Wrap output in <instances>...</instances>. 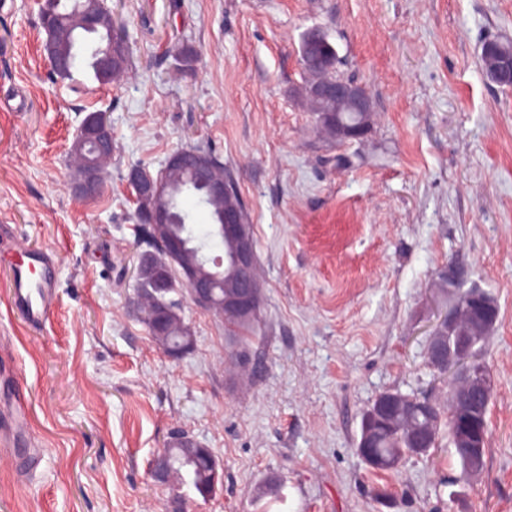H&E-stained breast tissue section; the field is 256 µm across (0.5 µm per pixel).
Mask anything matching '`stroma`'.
Instances as JSON below:
<instances>
[{
    "label": "stroma",
    "instance_id": "1",
    "mask_svg": "<svg viewBox=\"0 0 512 512\" xmlns=\"http://www.w3.org/2000/svg\"><path fill=\"white\" fill-rule=\"evenodd\" d=\"M131 46L126 75L55 77L38 0L0 10V225L53 251L39 330L8 304L0 256V372L28 399L42 458L20 480L0 454V512H512V88L485 75V42L512 41V0H107ZM328 32L341 76L369 92L364 137H326L298 95L299 48ZM197 52L179 67L180 46ZM108 112L104 189L72 191L71 145ZM199 147L231 171L263 283L262 365L239 380L223 322L184 299L194 347L178 359L132 315L136 204L126 175ZM455 262L497 303L480 354L494 377L487 465L472 484L448 443L377 472L357 453L386 390L447 404L427 365ZM211 448L223 486L202 500L154 482L172 432ZM281 500L266 496L268 482ZM385 491L377 501L376 491Z\"/></svg>",
    "mask_w": 512,
    "mask_h": 512
}]
</instances>
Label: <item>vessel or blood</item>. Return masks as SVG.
Here are the masks:
<instances>
[{
    "label": "vessel or blood",
    "instance_id": "1",
    "mask_svg": "<svg viewBox=\"0 0 512 512\" xmlns=\"http://www.w3.org/2000/svg\"><path fill=\"white\" fill-rule=\"evenodd\" d=\"M4 241L20 252L19 261L9 266V305L22 315L30 327H42L54 301L57 262L46 250L22 245L19 239L13 237L9 225L1 224L0 243ZM27 427L25 399L13 396L8 404L0 407V447H15Z\"/></svg>",
    "mask_w": 512,
    "mask_h": 512
}]
</instances>
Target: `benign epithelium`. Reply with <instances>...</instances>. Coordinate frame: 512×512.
<instances>
[{"mask_svg": "<svg viewBox=\"0 0 512 512\" xmlns=\"http://www.w3.org/2000/svg\"><path fill=\"white\" fill-rule=\"evenodd\" d=\"M326 42L325 32L315 28L306 36L305 42L300 44V58L305 65L317 64L318 57L315 53L316 46ZM119 48L116 39L106 47L100 60L101 73L108 74L120 63L118 57ZM316 96L324 100H336L351 105L353 112H372V101L361 85L347 80L336 79L326 82L316 89ZM78 138L80 143L88 142L93 151L98 153V158L106 157L112 152V125L105 112H90L84 118ZM165 166H178L192 169L198 178L206 185L208 193L212 196L224 195V184L211 181L207 178L202 163L196 152L182 149L172 153L166 160ZM129 186L134 192V199L138 205L148 206V212L153 223V229L157 240L161 242L163 251L160 253H147L141 257L136 266V278L143 276V271H148L150 288L148 294L155 301L154 318L161 323L171 312L167 303V294L174 283L168 274L167 261L178 258L185 250L184 243L172 235L167 224V213L155 204L154 182L150 177H142L135 171L128 180ZM102 189L101 170L97 166V158L88 159L81 167V177L74 183L75 193L82 198H92L98 195ZM214 231L230 241V250L224 263L228 264L235 280L236 292L229 298H220L215 293L213 280L198 270L193 265H185L181 271L180 281L184 287L190 290L192 301L199 307L209 310L218 308L232 313L244 312L254 307L256 302L255 246L253 240L248 237L238 224L237 216L233 212L224 214V223L217 224ZM456 308L453 297H448V309L439 317L437 329L431 332L433 336H440L443 330L453 331L456 327ZM492 316L479 311L474 334L471 336H459L455 346L447 352L438 348L429 349V357L436 362L448 363L452 377L467 378L468 386L465 389L455 391V399L459 405L464 406L469 401V394L478 390L487 380L480 374L472 375L468 369V356L473 349L485 338L490 331L489 321Z\"/></svg>", "mask_w": 512, "mask_h": 512, "instance_id": "obj_1", "label": "benign epithelium"}]
</instances>
